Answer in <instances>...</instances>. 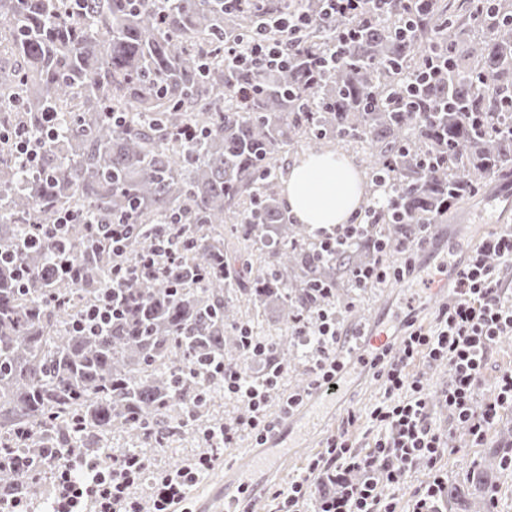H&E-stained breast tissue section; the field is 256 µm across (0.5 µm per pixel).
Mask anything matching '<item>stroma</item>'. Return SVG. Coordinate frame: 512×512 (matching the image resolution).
I'll use <instances>...</instances> for the list:
<instances>
[{
	"label": "stroma",
	"mask_w": 512,
	"mask_h": 512,
	"mask_svg": "<svg viewBox=\"0 0 512 512\" xmlns=\"http://www.w3.org/2000/svg\"><path fill=\"white\" fill-rule=\"evenodd\" d=\"M512 192V178L489 177L480 191L470 200L454 208L444 217L440 235L434 236L430 252L419 256L414 276L405 281H393L370 288L352 296L349 306L339 314L343 333L367 328L369 336L386 333L392 343H400L407 322H414L423 331H433L436 310L442 301L429 288L438 282L437 266L464 259L482 240L496 231L498 225L512 224V207L504 197ZM360 357L348 358L344 373L348 389L335 408L316 425L308 446L293 448L283 465L264 483L263 492L288 489L305 469L309 460L323 450L326 440L334 434L347 412L357 420L349 435L357 447H373L379 433L371 420V412L382 396L380 382L363 361L370 354L369 345H362ZM500 433H493L483 444L472 443L468 436L453 431L441 468L448 481L457 487L465 486L472 463L501 447Z\"/></svg>",
	"instance_id": "stroma-1"
}]
</instances>
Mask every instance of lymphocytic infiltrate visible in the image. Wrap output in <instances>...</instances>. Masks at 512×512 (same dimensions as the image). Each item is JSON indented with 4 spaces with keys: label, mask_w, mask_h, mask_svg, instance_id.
Returning a JSON list of instances; mask_svg holds the SVG:
<instances>
[{
    "label": "lymphocytic infiltrate",
    "mask_w": 512,
    "mask_h": 512,
    "mask_svg": "<svg viewBox=\"0 0 512 512\" xmlns=\"http://www.w3.org/2000/svg\"><path fill=\"white\" fill-rule=\"evenodd\" d=\"M374 0H324L325 17L346 15L351 27L334 30L335 49L361 36V25ZM266 22H259L247 36L244 47L224 49L227 67L241 71L284 65L290 44L270 40ZM431 236L410 240L400 253V264H376L356 269L351 282L357 291L376 287L387 278L402 280L416 271V259ZM184 247L174 225L164 224L150 248L119 266L113 286H126L148 276H163L182 260ZM512 268V224L501 225L464 260L452 265L449 275L454 300L438 307L436 328L425 333L414 329L399 347L384 346L370 367L382 382L383 400L372 418L384 434L374 448H354L349 438L355 415L343 419L324 450L308 466L307 473L288 490L271 495L270 512H396L399 492L410 495L411 512H447L448 481L436 467L445 448L447 431L433 420L435 409L446 411L454 425L467 427L473 442L485 440L502 410L512 407V369L500 372L492 400L478 402L477 388L488 354L501 336L512 335V298L507 297L505 271ZM314 332L300 330L297 338L308 362L309 387H326L345 367L337 346L342 340L335 308L318 309ZM446 365L448 381L438 390L425 388L408 367L416 356ZM217 378L225 391L236 395L247 407L246 415L220 421L205 430L207 452L154 471L148 457L130 450L120 455L105 454L88 459L70 454L66 464L55 470L50 512H144L131 495L134 485L149 482L153 499L151 512H173L186 501L192 486L219 459L224 449L234 447L245 436L265 445L270 433L290 418L303 403V393L279 396L281 368L267 363L260 380L246 381L238 368L218 365ZM420 467L434 470L429 484L409 487L412 472Z\"/></svg>",
    "instance_id": "obj_1"
}]
</instances>
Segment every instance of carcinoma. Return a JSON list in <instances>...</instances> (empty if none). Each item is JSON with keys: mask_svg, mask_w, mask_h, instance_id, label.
<instances>
[{"mask_svg": "<svg viewBox=\"0 0 512 512\" xmlns=\"http://www.w3.org/2000/svg\"><path fill=\"white\" fill-rule=\"evenodd\" d=\"M0 0V126L33 135L57 114L40 172L21 166L0 142V250L15 249L26 224H51L62 211L93 222L136 225L128 251L148 249L155 225H182L190 244L168 278L107 288L120 258L70 225L65 245L81 278L47 273L55 249L30 247L20 261L29 288L0 266V444L39 472L46 451L97 454L124 433L139 448H162L192 409L212 421L215 363L248 374L240 302L274 308L282 335L270 361L293 368L297 329L314 310L346 302L338 277L439 224L495 172L512 167V0H496L492 35L477 50L468 23L439 6L399 33L375 13L358 41L331 59L320 0ZM310 22L288 66L241 72L224 65V43L259 19L296 11ZM451 62L408 97L402 83L424 60ZM402 100L387 107L388 97ZM120 113L112 122L109 113ZM476 112L481 120L461 119ZM191 126L187 142L174 132ZM367 147L368 191L386 181L394 202L357 240L321 255L320 238L297 224L281 199L279 171L290 150L319 153L326 142ZM267 249L268 261L223 262L224 225ZM110 293L121 318L96 335L73 322ZM29 439L20 442L16 433ZM512 448L483 458L471 492L448 487V512H486L491 478ZM41 494L36 482L0 467V490Z\"/></svg>", "mask_w": 512, "mask_h": 512, "instance_id": "obj_1", "label": "carcinoma"}]
</instances>
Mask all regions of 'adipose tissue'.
I'll return each mask as SVG.
<instances>
[{"instance_id":"ef3b65f1","label":"adipose tissue","mask_w":512,"mask_h":512,"mask_svg":"<svg viewBox=\"0 0 512 512\" xmlns=\"http://www.w3.org/2000/svg\"><path fill=\"white\" fill-rule=\"evenodd\" d=\"M365 194L361 170L331 150L300 157L284 178L283 198L290 214L314 231L348 223Z\"/></svg>"}]
</instances>
